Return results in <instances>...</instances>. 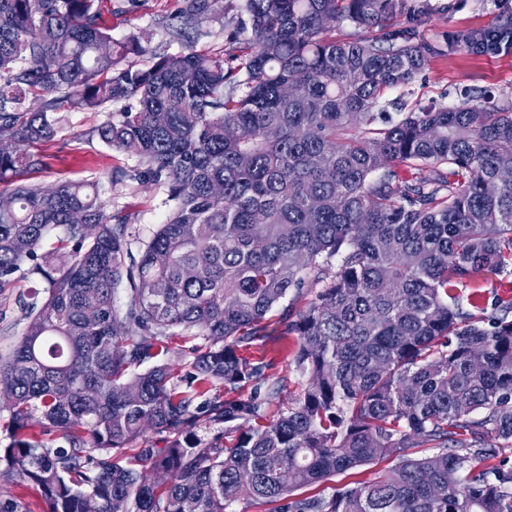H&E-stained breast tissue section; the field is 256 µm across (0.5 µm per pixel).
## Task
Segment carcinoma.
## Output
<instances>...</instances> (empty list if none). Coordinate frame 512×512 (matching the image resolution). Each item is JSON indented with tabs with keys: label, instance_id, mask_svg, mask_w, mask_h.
Segmentation results:
<instances>
[{
	"label": "carcinoma",
	"instance_id": "carcinoma-1",
	"mask_svg": "<svg viewBox=\"0 0 512 512\" xmlns=\"http://www.w3.org/2000/svg\"><path fill=\"white\" fill-rule=\"evenodd\" d=\"M217 3L184 0L172 37ZM246 10L235 66L190 48L132 69L120 62L146 48L112 41L96 0H0V142L15 144L0 151V290L18 273L40 279L0 360L13 428L0 474L35 485L49 512H226L241 499L282 512H512V468L472 466L512 443V300L478 316L459 294L478 273L512 270V181L497 178L512 170V106L484 93L384 116L388 94L444 51L390 28L405 0ZM338 21L379 35L333 39ZM510 36L507 20L448 46L487 52ZM130 98L138 108L96 132L167 188L171 214L141 245L96 183L16 181L45 166L36 146L59 110ZM305 288L316 292L303 306L283 304ZM276 307L307 376L286 403L271 364L240 354ZM177 337L194 343L191 371H136L179 354ZM245 387L247 399L224 397ZM201 412L224 434L201 438ZM149 431L165 445L126 454ZM391 456L367 485L297 494Z\"/></svg>",
	"mask_w": 512,
	"mask_h": 512
}]
</instances>
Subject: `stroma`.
Listing matches in <instances>:
<instances>
[{"label": "stroma", "mask_w": 512, "mask_h": 512, "mask_svg": "<svg viewBox=\"0 0 512 512\" xmlns=\"http://www.w3.org/2000/svg\"><path fill=\"white\" fill-rule=\"evenodd\" d=\"M408 11L393 18L394 28H413L418 36L432 43L446 42L449 35L480 31L498 21L512 17V0H407ZM182 0H99L100 22L114 41L139 39L149 47L146 55H130L126 65L144 69L150 66L151 51L178 54L185 48L214 56L225 55L232 43L249 24L245 0H219L213 19L204 22L189 43L171 39L164 22L180 10ZM411 102L427 105L460 102L464 91L493 93L499 103L512 102V46H502L496 53H474L450 48L432 58L412 86ZM110 111L67 112L53 140L44 143L42 151L47 165L27 174V181L46 187L61 181H95L101 197L113 211L130 214L137 238L149 239L171 212L165 187L138 179L137 158L111 150L96 134L97 127ZM123 181H116L118 172ZM28 281L21 280L0 292V356L9 354L24 332L27 321L16 296L25 291ZM299 338L283 335L278 323H271L265 337L254 342L252 356L270 361L273 376L282 378V399L295 398L306 383L296 369ZM393 464L383 458L371 464L337 474L333 480L304 488L307 496H328L340 488H352L371 482ZM0 504L12 506L15 512H47L48 505L39 489L29 482L0 478Z\"/></svg>", "instance_id": "1"}]
</instances>
